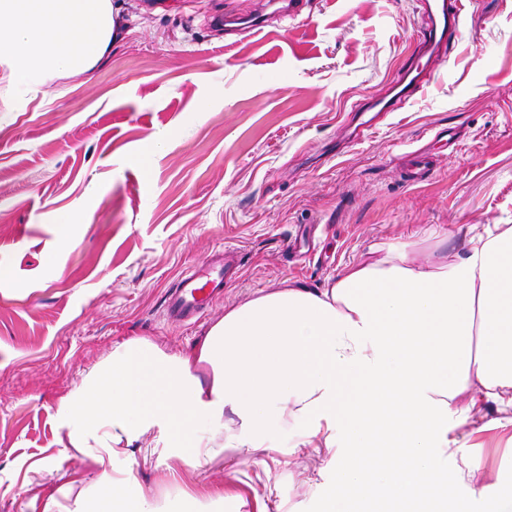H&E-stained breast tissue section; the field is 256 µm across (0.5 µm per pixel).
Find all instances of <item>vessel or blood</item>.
I'll use <instances>...</instances> for the list:
<instances>
[{"label":"vessel or blood","instance_id":"vessel-or-blood-1","mask_svg":"<svg viewBox=\"0 0 512 512\" xmlns=\"http://www.w3.org/2000/svg\"><path fill=\"white\" fill-rule=\"evenodd\" d=\"M464 9L463 0H428V22L417 38L416 59L388 88L386 96L367 101L362 106L363 111H397L429 81L430 74L422 59L440 52L459 38ZM228 22L237 30L256 34L263 31L267 18L265 14L254 11L230 16ZM435 169L436 161L428 150H414L403 172L404 180L410 184L425 182L432 177ZM225 260L224 252L217 251L183 273L164 300V313L168 321L183 323L202 317L208 311L224 286L227 273Z\"/></svg>","mask_w":512,"mask_h":512}]
</instances>
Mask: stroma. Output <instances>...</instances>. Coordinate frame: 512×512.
<instances>
[{
	"mask_svg": "<svg viewBox=\"0 0 512 512\" xmlns=\"http://www.w3.org/2000/svg\"><path fill=\"white\" fill-rule=\"evenodd\" d=\"M112 4L121 32L96 70L52 81L21 112L0 101V512H42L45 491L95 478L86 457L64 460L60 478L36 469L61 453V400L116 342L183 351L258 292L325 287L429 229L453 261L472 225H512V0H470L431 80L356 144L345 116L397 79L424 25L420 0H303L255 36L217 20L260 0ZM215 93L223 103L194 112ZM163 129L170 150L150 152ZM443 129L455 144L437 139ZM420 147L438 167L410 185L403 155ZM67 211L78 222L64 244ZM311 224L309 252L288 253ZM222 247L243 257L223 295L197 323L168 322L165 291ZM113 465L163 512H182L185 488H223L222 512L240 497L315 512L320 496L310 448H228L188 465L133 446Z\"/></svg>",
	"mask_w": 512,
	"mask_h": 512,
	"instance_id": "obj_1",
	"label": "stroma"
}]
</instances>
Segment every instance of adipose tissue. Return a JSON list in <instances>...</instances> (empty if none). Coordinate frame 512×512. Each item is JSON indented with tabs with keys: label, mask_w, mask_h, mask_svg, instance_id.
<instances>
[{
	"label": "adipose tissue",
	"mask_w": 512,
	"mask_h": 512,
	"mask_svg": "<svg viewBox=\"0 0 512 512\" xmlns=\"http://www.w3.org/2000/svg\"><path fill=\"white\" fill-rule=\"evenodd\" d=\"M120 26L112 0H0L10 110L93 72ZM487 402L492 425L512 429L511 224L483 227L452 262L392 245L325 287L259 292L180 353L115 344L57 411L63 457L93 458L97 475L70 507L49 492L42 512H157L132 470L112 467L149 434L195 464L227 447L275 450L288 431L323 449L331 512H512V486L489 483L466 452Z\"/></svg>",
	"instance_id": "obj_1"
}]
</instances>
